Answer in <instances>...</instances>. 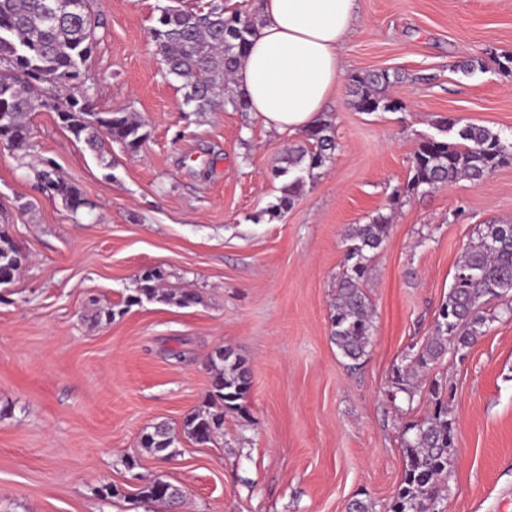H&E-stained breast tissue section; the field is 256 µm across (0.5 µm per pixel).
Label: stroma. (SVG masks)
<instances>
[{
  "label": "stroma",
  "instance_id": "stroma-1",
  "mask_svg": "<svg viewBox=\"0 0 512 512\" xmlns=\"http://www.w3.org/2000/svg\"><path fill=\"white\" fill-rule=\"evenodd\" d=\"M167 3L92 2L88 95L96 111L143 123L138 152L113 143L98 159L46 110L29 116L34 155L0 145V225L28 256L0 286V512H166L141 502L136 472L180 488L188 512H345L355 497L389 512L404 428L431 407L424 392L392 400L393 370L430 336L477 226L512 223V164L394 210L389 196L423 138L455 141L440 117L512 132V75L491 61L512 52V0H357L323 114L336 150L275 220L271 169L300 135L251 112L188 111L152 40ZM379 69L398 73L388 94L403 110L354 108L350 76ZM42 157L92 211L41 193L31 167ZM380 212L391 223L368 288L373 345L352 370L331 340L336 277L350 228ZM147 267L198 304L124 308ZM91 297L122 316L97 321ZM219 347L249 368L242 411L226 412L213 443L182 441L171 460L146 452L147 427L181 429L205 402ZM428 377L453 387L458 421L436 512H512V319ZM106 484L120 496L103 497Z\"/></svg>",
  "mask_w": 512,
  "mask_h": 512
}]
</instances>
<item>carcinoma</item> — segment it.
Returning a JSON list of instances; mask_svg holds the SVG:
<instances>
[{
  "label": "carcinoma",
  "instance_id": "carcinoma-1",
  "mask_svg": "<svg viewBox=\"0 0 512 512\" xmlns=\"http://www.w3.org/2000/svg\"><path fill=\"white\" fill-rule=\"evenodd\" d=\"M71 0H0V138L13 156L25 158L34 151L28 117L47 109L52 101L57 118L73 138L104 157V141L121 145L128 152L139 151L146 133L143 124L126 112H97L87 96L71 90L89 80L88 61L96 44L98 20L84 0L81 15L68 12ZM256 18L238 10L228 12L222 3L206 10L169 6L161 10L153 28L157 52L167 66V75L183 81L184 104L194 112L215 107L249 110L243 93L231 87L227 77L234 74L249 46ZM393 74L387 70L356 73L349 78L353 104L362 112H398L403 104L389 97L386 88ZM437 125L457 129L459 142L426 138L411 157V177L403 190L396 189L390 205L421 191L452 183L465 177L482 183L500 166L512 162V137L476 124L459 125L443 117ZM303 143L288 149L285 165L272 169L275 178L289 176L280 187L278 203L268 212L278 216L291 208L305 187L304 173L323 167L336 148L332 124L319 121L302 131ZM35 180L46 195L62 201L76 214L91 206L81 189L61 177L51 159L41 160ZM390 217L379 213L367 224L353 227L341 276L336 281L332 305L331 340L347 365L354 368L368 355L372 345L373 315L365 291L371 262L389 233ZM26 253L0 227V271L10 275L26 262ZM163 276L153 273L138 279L136 294L126 307L143 301L164 302L180 307L198 303L196 293H167L157 287ZM512 293V223L484 224L476 231L456 264L453 282L441 304L434 335L392 377V399L404 395L411 403L419 374L442 359L453 347L460 356L483 334L488 317L483 306ZM211 383L207 401L188 414L182 434L197 445H206L224 431V411L240 408L250 389L249 369L235 354L210 356ZM453 390L435 384L430 390L431 410L405 428V471L390 506V512H432L448 475L451 449L457 438V421L449 407ZM180 437L164 424H156L140 437L141 447L168 459L178 454ZM140 497L148 503L173 508L182 492L171 483L155 478L147 482Z\"/></svg>",
  "mask_w": 512,
  "mask_h": 512
}]
</instances>
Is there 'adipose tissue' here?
I'll return each instance as SVG.
<instances>
[{
  "instance_id": "ef3b65f1",
  "label": "adipose tissue",
  "mask_w": 512,
  "mask_h": 512,
  "mask_svg": "<svg viewBox=\"0 0 512 512\" xmlns=\"http://www.w3.org/2000/svg\"><path fill=\"white\" fill-rule=\"evenodd\" d=\"M261 17L234 83L266 129L311 127L336 92L356 0H261Z\"/></svg>"
}]
</instances>
